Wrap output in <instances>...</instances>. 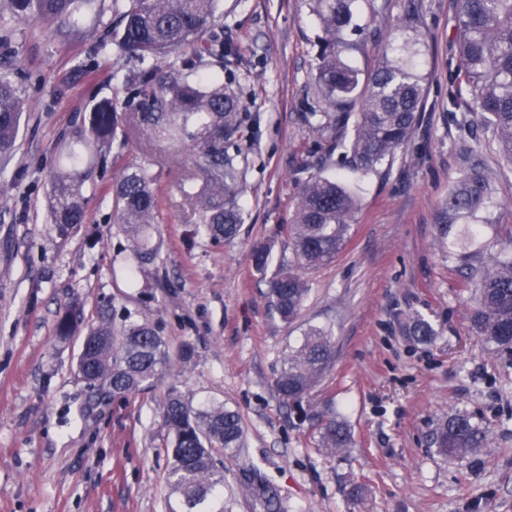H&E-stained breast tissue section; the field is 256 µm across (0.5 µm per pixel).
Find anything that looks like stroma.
Segmentation results:
<instances>
[{
	"instance_id": "stroma-1",
	"label": "stroma",
	"mask_w": 512,
	"mask_h": 512,
	"mask_svg": "<svg viewBox=\"0 0 512 512\" xmlns=\"http://www.w3.org/2000/svg\"><path fill=\"white\" fill-rule=\"evenodd\" d=\"M410 15L425 36L429 74L419 124L392 161L360 181L349 242L331 264L304 271L309 296L290 324L272 314L251 249L266 242L274 265L298 264L289 228L300 186L320 162L305 118L320 108L311 0L217 2L214 32L233 50L224 89L244 115L228 147L244 157V222L230 242L196 232L178 188L195 169L190 148L173 151L144 122L96 155L101 191L87 221L58 236L48 220L58 147L100 102L137 111L133 87L148 66L98 53L107 26L74 33L29 23L0 41V70L27 105L0 182V512H168L176 496L164 401L173 385L193 408L221 403L242 418L244 447L222 457L226 512H263L242 486L253 467L276 490L280 512H512V352L473 333L468 285L439 243L449 187L484 171L496 205L472 247L487 255L506 244L512 164L490 135L466 134L448 110L455 0H358L354 65L371 72L380 49L373 31L401 36ZM126 166L150 170L163 191V221L151 228L159 255L145 265L112 219V184ZM104 304L149 319L170 353L189 342L195 354L151 391L85 419L77 358ZM74 306L84 321L59 338L57 322ZM415 315L434 327L430 343L408 336ZM313 326L332 331L336 362L300 418L272 383ZM330 405L354 439L334 457L317 448L316 416ZM457 413L490 431L486 447L464 460L433 443L437 423ZM355 482L366 487L357 501Z\"/></svg>"
}]
</instances>
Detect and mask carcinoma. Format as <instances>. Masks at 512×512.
<instances>
[{
	"label": "carcinoma",
	"instance_id": "obj_1",
	"mask_svg": "<svg viewBox=\"0 0 512 512\" xmlns=\"http://www.w3.org/2000/svg\"><path fill=\"white\" fill-rule=\"evenodd\" d=\"M13 21L59 23L78 31L89 15L103 20L105 12L95 0H9ZM322 36L316 55L315 83L323 112H311L307 121L319 134L324 160L342 151L349 169L361 178L395 156L409 140L419 121L428 90V75L422 62L424 36L414 18L405 23L409 36L385 39L377 67L366 79L349 62L358 45L345 37L354 28L357 0H312ZM216 0H111L109 11L118 18L113 42L120 51L152 62L186 51L214 67L198 81L167 65L158 82L139 87L146 111L140 120L151 123L156 136L171 144L190 142L195 155L193 176L180 186L197 215L198 231L215 241L233 240L242 224L238 197L243 192L241 160L227 144L240 128L238 101L224 92L220 69L232 50L216 37H206L215 18ZM460 64L450 75L456 90L448 104L458 106L465 88L472 96L501 155L512 162V0H457L455 12ZM24 101L18 87L0 72V159L16 150ZM130 121L111 102L93 109L89 121L71 133L72 141L100 148ZM351 135H345L347 127ZM95 168L84 154L70 150L62 155L53 176L48 203L49 223L66 236L85 223L87 193H96ZM160 195L154 178L145 170L125 171L112 185V208L122 231L132 240L138 258L149 262L157 248L148 245V229L159 223ZM494 206L491 184L481 174H469L448 192L445 209L448 223L442 225L440 241L448 246V228L467 220L465 239L480 233L473 223ZM358 209V199L341 176L312 173L304 179L298 198L291 241L299 263L316 269L333 262L349 238ZM460 269L470 285V323L485 343L512 351V248L502 247L487 257L458 251ZM253 266L263 273L271 262V249L257 245L251 253ZM309 288L292 269L280 268L268 280L267 298L272 311L285 323L295 321L307 300ZM120 330L114 328V313L107 305L84 337L78 357V374L101 400L124 398L146 390L174 366L164 338L146 319L123 315ZM406 330L419 343L435 336L429 321L416 316ZM336 350L332 332L311 327L301 345L288 354L273 380L278 398L297 409L314 385L330 369ZM165 425L173 436L168 471L172 490L179 494L169 512H224L215 505L216 490L224 485L217 464L221 452L241 448L244 430L237 412L212 404L192 409L177 386L165 398ZM489 437L464 414L442 421L434 433L438 452L465 459L485 447ZM347 423L335 413L321 416L319 450L329 456L352 446ZM246 492L258 496L265 512H278L272 489L256 474L246 476Z\"/></svg>",
	"mask_w": 512,
	"mask_h": 512
}]
</instances>
